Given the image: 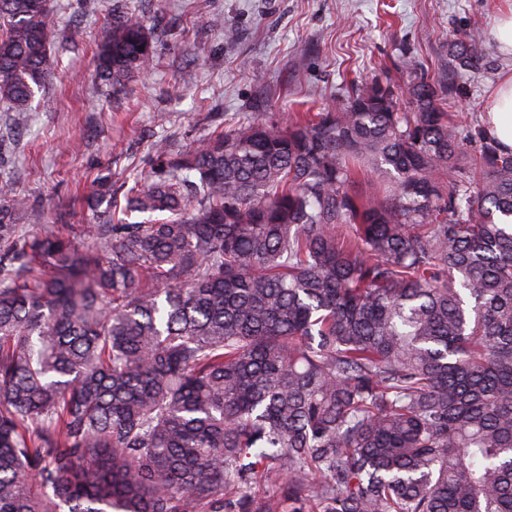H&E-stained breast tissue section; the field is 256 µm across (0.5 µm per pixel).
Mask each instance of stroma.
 I'll return each instance as SVG.
<instances>
[{
	"mask_svg": "<svg viewBox=\"0 0 512 512\" xmlns=\"http://www.w3.org/2000/svg\"><path fill=\"white\" fill-rule=\"evenodd\" d=\"M58 66L28 112L0 107V145L18 191L61 224H99L111 201L88 207L98 175L146 179L157 143L177 151L241 121L288 125L405 60L441 69L448 43L483 32L485 68L458 77L454 105L482 120L490 93L512 71L492 35L512 0H48ZM157 40L147 71L112 96L95 77L97 34L115 12ZM233 29L234 38L224 35Z\"/></svg>",
	"mask_w": 512,
	"mask_h": 512,
	"instance_id": "obj_1",
	"label": "stroma"
}]
</instances>
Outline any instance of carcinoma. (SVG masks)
I'll use <instances>...</instances> for the list:
<instances>
[{
	"mask_svg": "<svg viewBox=\"0 0 512 512\" xmlns=\"http://www.w3.org/2000/svg\"><path fill=\"white\" fill-rule=\"evenodd\" d=\"M50 35L0 0V105ZM155 52L114 17L98 78ZM483 67L474 29L398 91L158 144L110 224H24L0 172V512H512V149L449 111Z\"/></svg>",
	"mask_w": 512,
	"mask_h": 512,
	"instance_id": "cac0c4a2",
	"label": "carcinoma"
}]
</instances>
